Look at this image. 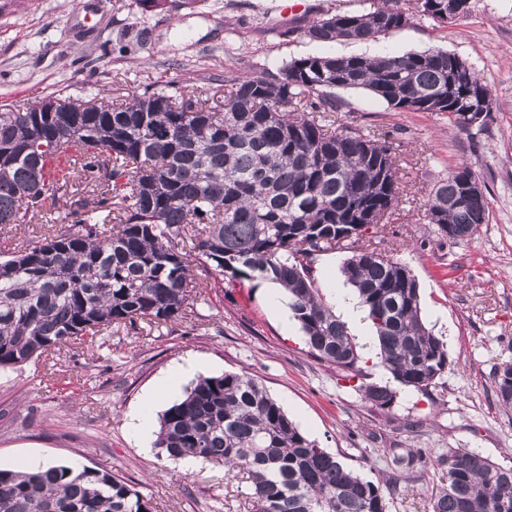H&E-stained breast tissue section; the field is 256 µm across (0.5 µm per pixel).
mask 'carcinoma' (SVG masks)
I'll list each match as a JSON object with an SVG mask.
<instances>
[{"label": "carcinoma", "mask_w": 512, "mask_h": 512, "mask_svg": "<svg viewBox=\"0 0 512 512\" xmlns=\"http://www.w3.org/2000/svg\"><path fill=\"white\" fill-rule=\"evenodd\" d=\"M388 0L367 12L335 14L305 34L320 42L375 40L407 25ZM440 49L404 55L308 56L277 75L236 76L223 107L180 80L145 86L129 100L93 98L72 112H0V224L57 222L0 255V370L96 336L112 326L181 324L208 278L268 281L284 290L309 353L361 377L363 399L385 409L396 392L363 374L361 352L316 287L311 257L349 249L343 266L371 322L379 366L400 385L431 393L448 372L447 346L422 318L412 270L357 248L365 211L388 212L401 183L393 143L334 126L331 90L360 89L388 107L438 112L460 130L490 92L473 68ZM73 147L68 178L44 181L47 159ZM461 163L427 201L431 223L450 240L488 223L483 189L458 201ZM77 181L88 195L62 202ZM203 265L205 278L193 274ZM499 404L512 409V364L495 374ZM156 447L172 459L224 464L246 474L253 512H389L388 482L367 479L308 439L251 374L199 378L159 419ZM448 488L433 512H512V466L465 448L435 459ZM395 468L423 464L421 452L393 455ZM0 512H152L118 474L85 467L0 470Z\"/></svg>", "instance_id": "1"}]
</instances>
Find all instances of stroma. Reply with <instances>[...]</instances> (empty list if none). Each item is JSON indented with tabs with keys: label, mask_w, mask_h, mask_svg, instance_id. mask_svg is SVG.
Segmentation results:
<instances>
[{
	"label": "stroma",
	"mask_w": 512,
	"mask_h": 512,
	"mask_svg": "<svg viewBox=\"0 0 512 512\" xmlns=\"http://www.w3.org/2000/svg\"><path fill=\"white\" fill-rule=\"evenodd\" d=\"M182 0L142 12L138 0H0V109H25L57 95L126 98L177 78L201 97L224 102V77L279 72L307 56H379L440 48L464 59L490 89L484 125L451 127L435 112H395L363 90H336L337 124L394 142L404 192L371 244L406 263L419 284L424 321L441 336L450 365L431 395L397 387L391 409L363 400L356 380L313 358L288 300L263 281L209 288L197 315L174 327H115L94 345L64 348L0 372V469L33 458L124 476L153 512H251L245 480L223 466L195 471L148 445L130 426L145 417L157 431L168 401L150 405L180 356H200L206 373L255 375L300 431L367 478L391 480L390 512H432L448 483L430 465L397 470L393 451L436 457L466 448L512 465V411L495 393V372L512 363V0H470L467 16L441 23L410 13L403 28L370 41L311 40L306 29L334 14L368 11L377 0ZM147 30L143 48L132 44ZM468 163L484 187L489 221L449 241L427 217L433 186ZM346 251L313 257L316 285L334 312L351 293Z\"/></svg>",
	"instance_id": "obj_1"
}]
</instances>
